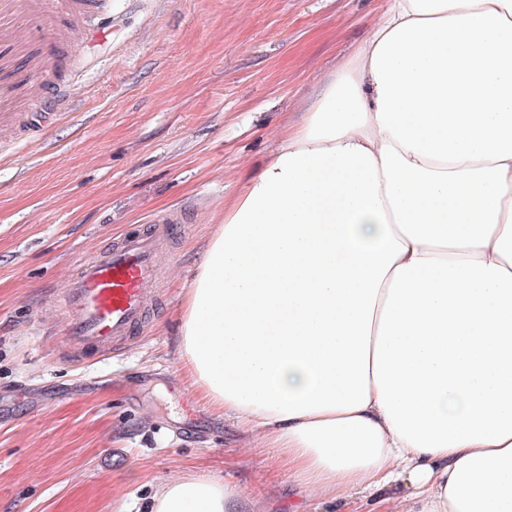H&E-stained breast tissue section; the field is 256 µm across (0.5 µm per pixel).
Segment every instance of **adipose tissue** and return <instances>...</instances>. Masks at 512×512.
<instances>
[{"mask_svg":"<svg viewBox=\"0 0 512 512\" xmlns=\"http://www.w3.org/2000/svg\"><path fill=\"white\" fill-rule=\"evenodd\" d=\"M180 358L313 495L512 512V0H389L225 202ZM150 512L254 510L194 474Z\"/></svg>","mask_w":512,"mask_h":512,"instance_id":"obj_1","label":"adipose tissue"}]
</instances>
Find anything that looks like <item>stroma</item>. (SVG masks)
I'll return each mask as SVG.
<instances>
[{
  "mask_svg": "<svg viewBox=\"0 0 512 512\" xmlns=\"http://www.w3.org/2000/svg\"><path fill=\"white\" fill-rule=\"evenodd\" d=\"M386 0H102L76 35L64 112L0 155V512H148L214 474L257 512H342L193 391L180 312L234 196ZM178 211L143 330L71 359L59 307L79 262Z\"/></svg>",
  "mask_w": 512,
  "mask_h": 512,
  "instance_id": "1",
  "label": "stroma"
}]
</instances>
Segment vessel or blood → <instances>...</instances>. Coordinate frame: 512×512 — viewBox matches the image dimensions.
<instances>
[{"label": "vessel or blood", "instance_id": "1", "mask_svg": "<svg viewBox=\"0 0 512 512\" xmlns=\"http://www.w3.org/2000/svg\"><path fill=\"white\" fill-rule=\"evenodd\" d=\"M25 17L47 20V31L17 39ZM83 23L76 0H0V139L47 103L60 112L69 108L58 94L57 77L71 51L67 34ZM178 222L172 213L156 215L145 231L125 235L78 264L61 309L70 348L109 350L144 326L159 286L160 259Z\"/></svg>", "mask_w": 512, "mask_h": 512}]
</instances>
